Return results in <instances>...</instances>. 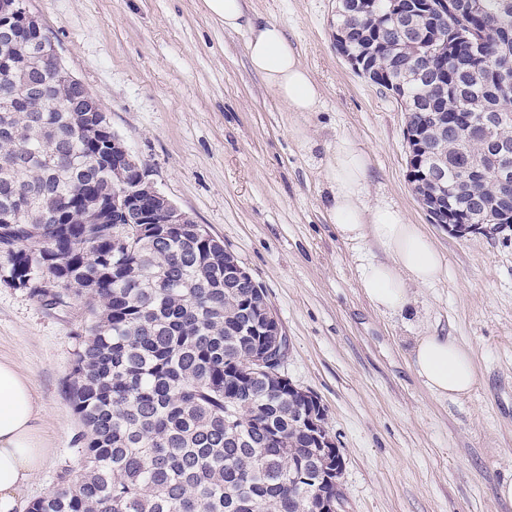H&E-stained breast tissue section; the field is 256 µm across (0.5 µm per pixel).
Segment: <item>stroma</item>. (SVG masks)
Listing matches in <instances>:
<instances>
[{
    "label": "stroma",
    "instance_id": "35a3bbf8",
    "mask_svg": "<svg viewBox=\"0 0 512 512\" xmlns=\"http://www.w3.org/2000/svg\"><path fill=\"white\" fill-rule=\"evenodd\" d=\"M66 67L100 101L154 187L223 240L265 291L288 339L284 373L318 397L343 459L345 512H512V231L458 236L431 223L408 179L405 114L337 53L336 0H249L282 24L322 88L291 112L202 0H29ZM339 135L371 160V193L423 225L446 258L413 290L411 313L376 311L358 287L353 247L326 212L321 170ZM90 314L0 283V360L44 407L48 454L0 512H25L82 466L83 431L66 393ZM435 331L473 354L479 382L433 396L410 362Z\"/></svg>",
    "mask_w": 512,
    "mask_h": 512
}]
</instances>
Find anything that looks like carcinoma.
<instances>
[{
  "label": "carcinoma",
  "instance_id": "1",
  "mask_svg": "<svg viewBox=\"0 0 512 512\" xmlns=\"http://www.w3.org/2000/svg\"><path fill=\"white\" fill-rule=\"evenodd\" d=\"M428 0H360L359 12L336 16L348 48L368 65L361 75L381 87L402 86L400 107L409 178L421 204L450 199L463 223L506 224L512 199L493 179L470 182L463 170L489 161L492 145L475 112H487L512 144V0H486L487 12L448 15L441 38L427 29L407 41L380 40L391 16L408 22ZM490 28L481 58L457 53L464 23ZM33 50L0 36V278L25 283L39 265L54 267L58 286L88 300L90 325L77 353L69 398L83 427L81 473L27 512H317L333 494L336 447L321 404L306 403L243 360L268 344L243 336L254 288L224 287V241L198 225L155 224L144 236L97 224L96 202L134 186L98 160L112 141L96 112H73L79 89ZM42 88L18 94L7 70ZM443 114L446 134L434 148L448 155V180L419 176L431 159L427 115Z\"/></svg>",
  "mask_w": 512,
  "mask_h": 512
}]
</instances>
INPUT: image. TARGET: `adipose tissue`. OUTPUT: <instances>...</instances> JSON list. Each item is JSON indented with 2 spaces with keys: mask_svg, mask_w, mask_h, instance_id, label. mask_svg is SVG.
Masks as SVG:
<instances>
[{
  "mask_svg": "<svg viewBox=\"0 0 512 512\" xmlns=\"http://www.w3.org/2000/svg\"><path fill=\"white\" fill-rule=\"evenodd\" d=\"M204 9L225 30L248 33L251 69L292 112L315 111L322 89L300 61L281 24L249 13L246 0H203ZM370 156L354 138L340 135L329 147L325 180L326 212L340 238L359 250L358 286L378 311L396 315L411 303V285L431 286L445 272L443 253L423 227L409 223L400 209L372 199ZM373 244L384 260L366 257ZM412 366L424 386L441 399L466 397L478 382L471 350L450 336L415 337ZM42 413L30 381L14 364L0 361V501L40 470L47 450L36 422Z\"/></svg>",
  "mask_w": 512,
  "mask_h": 512,
  "instance_id": "1",
  "label": "adipose tissue"
}]
</instances>
